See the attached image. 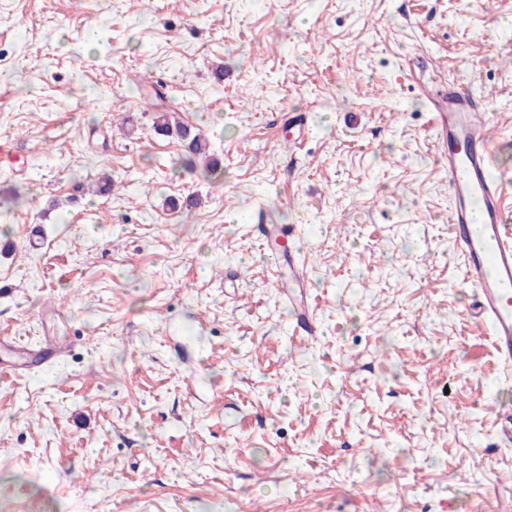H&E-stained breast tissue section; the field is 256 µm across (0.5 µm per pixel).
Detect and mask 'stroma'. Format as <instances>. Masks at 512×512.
<instances>
[{"instance_id":"obj_1","label":"stroma","mask_w":512,"mask_h":512,"mask_svg":"<svg viewBox=\"0 0 512 512\" xmlns=\"http://www.w3.org/2000/svg\"><path fill=\"white\" fill-rule=\"evenodd\" d=\"M452 82L512 142V0H0V512H512ZM264 224L304 243L316 335ZM154 128L159 134H170L175 131V134L186 141L188 152L194 156L207 159L209 157L210 143L208 138L200 133L191 131L188 126L180 124L171 112H156Z\"/></svg>"}]
</instances>
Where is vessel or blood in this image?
Listing matches in <instances>:
<instances>
[{
    "mask_svg": "<svg viewBox=\"0 0 512 512\" xmlns=\"http://www.w3.org/2000/svg\"><path fill=\"white\" fill-rule=\"evenodd\" d=\"M437 151L453 200L450 234L462 260V279L473 290L468 320L488 337L504 377L512 376V207L494 169L491 122L471 92L452 82L434 102Z\"/></svg>",
    "mask_w": 512,
    "mask_h": 512,
    "instance_id": "vessel-or-blood-1",
    "label": "vessel or blood"
}]
</instances>
